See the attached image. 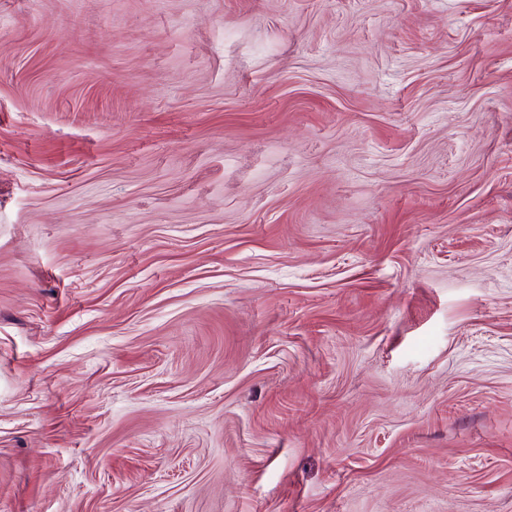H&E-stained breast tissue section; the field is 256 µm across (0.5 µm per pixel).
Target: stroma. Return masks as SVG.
I'll return each mask as SVG.
<instances>
[{
	"instance_id": "35a3bbf8",
	"label": "stroma",
	"mask_w": 512,
	"mask_h": 512,
	"mask_svg": "<svg viewBox=\"0 0 512 512\" xmlns=\"http://www.w3.org/2000/svg\"><path fill=\"white\" fill-rule=\"evenodd\" d=\"M0 512H512V0H0Z\"/></svg>"
}]
</instances>
